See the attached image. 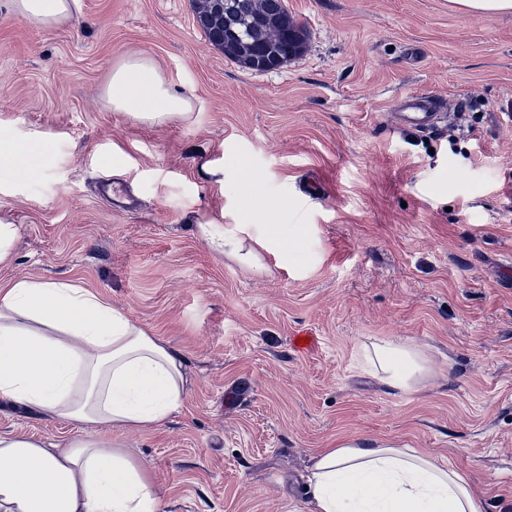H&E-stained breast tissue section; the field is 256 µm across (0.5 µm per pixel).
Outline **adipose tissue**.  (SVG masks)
Returning <instances> with one entry per match:
<instances>
[{
	"mask_svg": "<svg viewBox=\"0 0 512 512\" xmlns=\"http://www.w3.org/2000/svg\"><path fill=\"white\" fill-rule=\"evenodd\" d=\"M15 13L46 27L80 13L81 0H13ZM114 110L159 122L190 112L147 57L112 70ZM52 146L0 130V182L38 181ZM208 248L260 268L261 250L285 248L275 233L208 218ZM357 362L402 394L429 367L406 342L362 344ZM186 390L181 357L127 313L70 282L18 279L0 289V400L78 424L79 438L0 434V512H161L149 474L107 439L111 429L150 431L179 409ZM308 490L315 512H483L466 477L413 448L343 444L312 459Z\"/></svg>",
	"mask_w": 512,
	"mask_h": 512,
	"instance_id": "obj_1",
	"label": "adipose tissue"
}]
</instances>
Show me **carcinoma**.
<instances>
[{
	"label": "carcinoma",
	"mask_w": 512,
	"mask_h": 512,
	"mask_svg": "<svg viewBox=\"0 0 512 512\" xmlns=\"http://www.w3.org/2000/svg\"><path fill=\"white\" fill-rule=\"evenodd\" d=\"M213 0H197L196 14L210 43L246 68L260 72L296 57L302 28L288 17L284 0H226L215 15Z\"/></svg>",
	"instance_id": "obj_1"
}]
</instances>
